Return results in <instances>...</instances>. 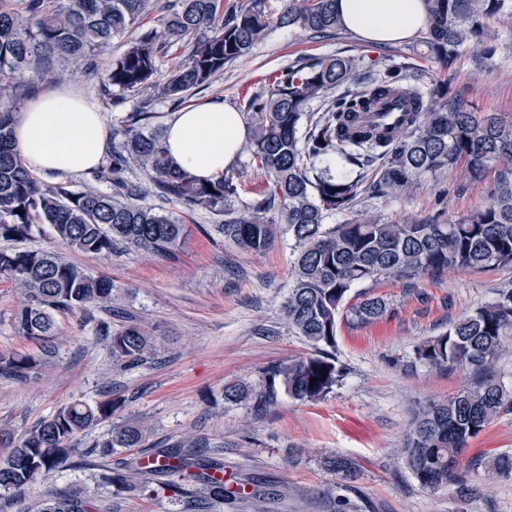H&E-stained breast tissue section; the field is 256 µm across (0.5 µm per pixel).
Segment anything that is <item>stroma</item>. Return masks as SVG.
Wrapping results in <instances>:
<instances>
[{"label": "stroma", "mask_w": 512, "mask_h": 512, "mask_svg": "<svg viewBox=\"0 0 512 512\" xmlns=\"http://www.w3.org/2000/svg\"><path fill=\"white\" fill-rule=\"evenodd\" d=\"M484 39L495 45L494 57L468 47L460 50L453 89L475 111L496 113L512 124V15L490 19ZM337 53L363 57L375 76L388 66L406 64L413 83L425 89L438 76V65L419 37L380 45L348 30L318 38L297 28H275L250 54L196 89L188 102L220 99L241 111L248 96L265 90L272 71L308 56ZM68 83L97 103L110 130L141 101L140 94L116 88L103 93L98 77L81 69ZM497 177L494 166L478 179L459 166L424 175L401 195L363 191L357 208L386 224L434 215L453 222L488 203ZM168 209L187 231L169 259L133 251L86 254L46 230L16 241V248L51 250L87 273L122 284L112 326L143 327L155 340V355L135 366L116 361L83 312L61 315L58 355L39 381L0 377V425L19 437L72 401L92 403L111 394L115 410L79 437V450H90L121 424L149 426L150 447L196 442L204 453L223 461L228 484H241L250 492L220 506L203 503L202 512H512V477H488L479 465L480 459L512 451V412L472 439L458 459L471 495L457 496L452 486L422 488L396 460L419 404L446 399L470 380L467 372L437 371L416 362V345L492 301L497 288L512 283L511 269L449 270L422 277L412 289L393 278L360 284L359 292L387 300L388 311L366 325H340L336 360L345 371L342 382L319 402L280 392L273 405L260 409L250 402H226L225 386L262 390L271 368L312 352L288 329L281 312L292 283V241L284 234L265 254L244 253L223 237L205 234V227L223 223V216L189 211L176 202ZM20 304L18 289L0 278V351L34 353L39 348L13 328ZM338 453L359 464L356 481H341L327 469L326 459ZM75 487L88 492L93 512L185 509L170 491H120L103 484L100 470L63 465L43 485L0 504V512H27L45 490L65 494Z\"/></svg>", "instance_id": "stroma-1"}]
</instances>
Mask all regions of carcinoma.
Segmentation results:
<instances>
[{
	"instance_id": "carcinoma-1",
	"label": "carcinoma",
	"mask_w": 512,
	"mask_h": 512,
	"mask_svg": "<svg viewBox=\"0 0 512 512\" xmlns=\"http://www.w3.org/2000/svg\"><path fill=\"white\" fill-rule=\"evenodd\" d=\"M159 0H0V239L27 237L40 224L74 250L110 255L134 249L169 258L185 237L179 217L142 203L146 195L178 202L189 210L224 216L210 230L241 250L261 254L271 249L279 225L293 241V281L282 311L288 329L302 336L314 353L269 373L256 404L272 402L277 390L313 402L340 383L343 371L333 351L339 323L365 324L382 318L388 306L380 296L351 302L358 283L394 278L413 288L424 276L448 269L492 272L512 268V126L495 115L475 112L451 92L453 64L466 46L491 57L496 47L483 41L485 22L512 12V0H423L429 19L428 50L439 61L442 78L424 92L409 83L404 67L388 70L339 95L332 91L358 79L365 67L356 56L310 57L276 70L268 88L246 101V119L254 131L249 152L254 167L267 177L264 189L245 209H231L239 195L237 175L229 172L204 182L167 158V131L151 125L153 106L163 99L178 108L192 92L206 85L224 67L248 54L269 27L267 0H166L159 26H148ZM281 27H297L315 36L339 30L336 0H283ZM140 33L108 60L103 55L113 38L131 29ZM175 46L187 58L159 79V66ZM89 70L104 86L146 92L135 111L115 133L112 153L94 178L110 184L72 190L65 183L44 184L27 166L13 140L17 106L41 85L66 80L70 68ZM398 97L407 103L390 138L379 134L378 121H356L374 111L375 103ZM314 101L322 111H310ZM379 163L373 188L381 196L413 189L422 175L463 164L475 176L494 165L499 180L490 202L454 223L440 218L426 222L384 224L356 210L366 169ZM140 169L146 182L125 176ZM281 224H276L274 211ZM341 216L338 224L327 219ZM0 277L20 289L22 304L14 327L40 342L33 354L0 352V376L21 382L39 379L57 355V315L82 310L112 312L120 289L114 280L86 273L52 251L0 250ZM96 335L112 358L129 364L145 361L150 339L136 325L112 330L99 319ZM512 344V289L501 288L496 299L463 315L448 330L422 341L415 359L434 370L461 369L473 379L443 401H428L415 412L399 449L414 479L431 491L454 485L463 495L467 482L457 471V457L489 423L512 410V385L497 373L507 344ZM252 399L243 386L224 388V400ZM107 398L90 404L76 400L15 440L0 432V492L10 497L45 481L62 463L74 468L96 466L91 453L107 459L119 448H139L146 439L142 426L119 425L80 453L78 436L112 416ZM143 460L123 462L122 472L105 469L102 479L150 484L172 472L198 483L215 500L234 494L224 481V464L179 445L152 448ZM328 467L342 480L356 477L358 465L337 455ZM488 475L512 476V453L486 463ZM92 504L77 489L41 500L37 512H90Z\"/></svg>"
}]
</instances>
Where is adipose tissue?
<instances>
[{
	"label": "adipose tissue",
	"mask_w": 512,
	"mask_h": 512,
	"mask_svg": "<svg viewBox=\"0 0 512 512\" xmlns=\"http://www.w3.org/2000/svg\"><path fill=\"white\" fill-rule=\"evenodd\" d=\"M336 10L346 27L376 44H398L429 27L422 0H336ZM246 136L243 114L214 99L176 113L167 152L198 178L213 179L236 160ZM107 138L96 104L65 84L30 100L14 127L25 162L44 174L93 169Z\"/></svg>",
	"instance_id": "ef3b65f1"
}]
</instances>
